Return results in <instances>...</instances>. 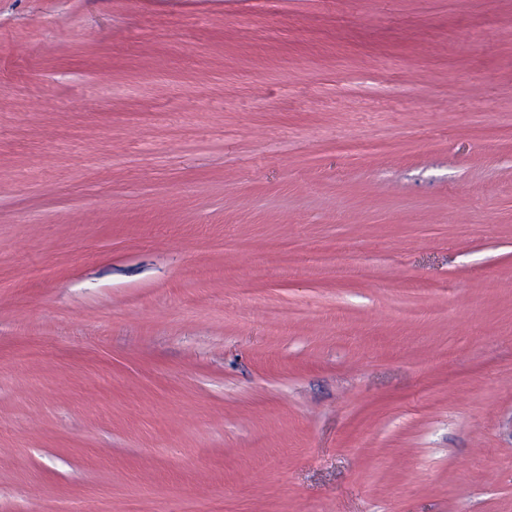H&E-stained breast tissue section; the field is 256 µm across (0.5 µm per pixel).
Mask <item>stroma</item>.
Segmentation results:
<instances>
[{
	"instance_id": "obj_1",
	"label": "stroma",
	"mask_w": 512,
	"mask_h": 512,
	"mask_svg": "<svg viewBox=\"0 0 512 512\" xmlns=\"http://www.w3.org/2000/svg\"><path fill=\"white\" fill-rule=\"evenodd\" d=\"M106 491L512 512V0H0V512ZM333 144L336 150L350 155L385 153L401 150L405 147V144L400 141L373 138L336 139Z\"/></svg>"
}]
</instances>
